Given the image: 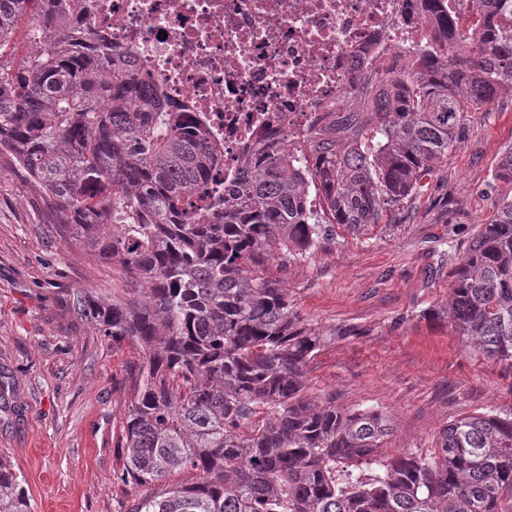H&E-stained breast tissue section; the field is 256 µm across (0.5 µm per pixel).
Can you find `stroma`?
<instances>
[{"instance_id": "35a3bbf8", "label": "stroma", "mask_w": 512, "mask_h": 512, "mask_svg": "<svg viewBox=\"0 0 512 512\" xmlns=\"http://www.w3.org/2000/svg\"><path fill=\"white\" fill-rule=\"evenodd\" d=\"M511 147L505 91L472 113L465 141L397 223L338 224L317 248L267 266L301 323L329 337L307 366L310 397L387 414V456L430 455L448 422L512 409V368L468 352L443 315L453 269L512 196L497 177ZM75 288L133 295L124 269L80 243L53 201L0 155V462L32 512H128L158 491L120 480L143 354L77 319L66 305Z\"/></svg>"}]
</instances>
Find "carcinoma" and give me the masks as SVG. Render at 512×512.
<instances>
[{"instance_id": "1", "label": "carcinoma", "mask_w": 512, "mask_h": 512, "mask_svg": "<svg viewBox=\"0 0 512 512\" xmlns=\"http://www.w3.org/2000/svg\"><path fill=\"white\" fill-rule=\"evenodd\" d=\"M73 2L0 0V47L28 15L35 43L18 62L0 53V154L76 239L142 284L134 299H66L143 352L120 480L195 472L128 512H512V411L449 422L429 456L380 455L389 416L309 400L324 336L265 275L275 253L317 247L330 224L391 223L464 142L468 113L512 91V21L480 0L474 56L455 43L448 0H424L433 45L297 143L265 130L227 190L203 117L162 103ZM445 315L467 348L512 367V196L453 270ZM0 512H32L2 463Z\"/></svg>"}]
</instances>
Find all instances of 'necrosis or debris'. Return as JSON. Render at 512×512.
<instances>
[{
  "label": "necrosis or debris",
  "instance_id": "1",
  "mask_svg": "<svg viewBox=\"0 0 512 512\" xmlns=\"http://www.w3.org/2000/svg\"><path fill=\"white\" fill-rule=\"evenodd\" d=\"M158 95L203 113L224 173L270 127L289 137L348 95L384 59L398 66L429 41L422 0H80Z\"/></svg>",
  "mask_w": 512,
  "mask_h": 512
}]
</instances>
